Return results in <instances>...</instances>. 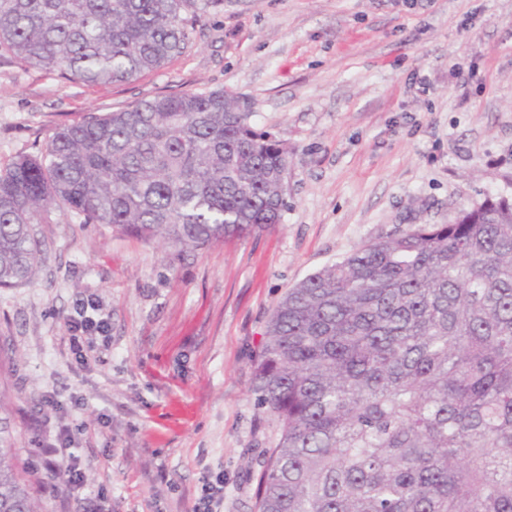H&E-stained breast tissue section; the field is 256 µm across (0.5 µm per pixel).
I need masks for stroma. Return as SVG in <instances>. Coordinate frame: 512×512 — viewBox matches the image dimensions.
<instances>
[{"label": "stroma", "instance_id": "obj_1", "mask_svg": "<svg viewBox=\"0 0 512 512\" xmlns=\"http://www.w3.org/2000/svg\"><path fill=\"white\" fill-rule=\"evenodd\" d=\"M211 90L287 147L280 223L182 249L55 209L34 282L0 288V401L39 512H195L219 477L223 512H257L280 424L253 361L279 298L377 236L512 198V0H224L183 54L116 85L1 50L0 168L86 113ZM81 300L108 318L85 363L67 339ZM61 434L83 488L37 469Z\"/></svg>", "mask_w": 512, "mask_h": 512}]
</instances>
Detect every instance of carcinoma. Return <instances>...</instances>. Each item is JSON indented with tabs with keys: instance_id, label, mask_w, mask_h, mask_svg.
I'll return each mask as SVG.
<instances>
[{
	"instance_id": "carcinoma-1",
	"label": "carcinoma",
	"mask_w": 512,
	"mask_h": 512,
	"mask_svg": "<svg viewBox=\"0 0 512 512\" xmlns=\"http://www.w3.org/2000/svg\"><path fill=\"white\" fill-rule=\"evenodd\" d=\"M223 0H0V50L123 84ZM222 90L89 112L0 170V288L34 280L53 207L183 248L277 224L288 149ZM281 425L258 512H512V199L382 235L277 301L254 360ZM0 417V512H39Z\"/></svg>"
}]
</instances>
